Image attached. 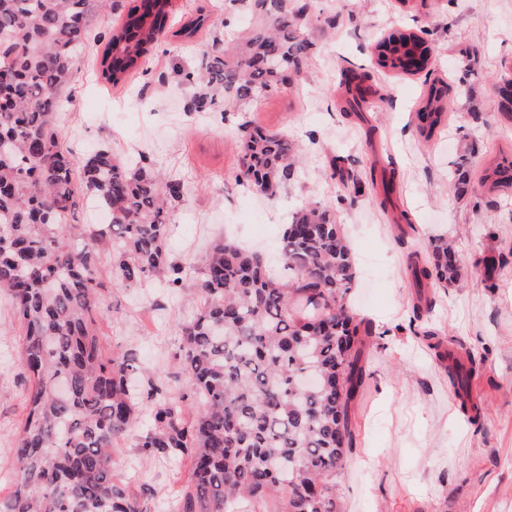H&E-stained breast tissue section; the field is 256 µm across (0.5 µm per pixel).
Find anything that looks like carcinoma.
Here are the masks:
<instances>
[{
    "mask_svg": "<svg viewBox=\"0 0 512 512\" xmlns=\"http://www.w3.org/2000/svg\"><path fill=\"white\" fill-rule=\"evenodd\" d=\"M251 28L231 49L202 52L186 80L189 112L223 101L257 105L285 75L300 72L314 47L301 32L307 4L240 0ZM119 0H0V292L23 331L20 360L28 375L26 412L14 451L13 489L0 512H151V493L131 494L114 480L113 448L149 416L136 447L149 457L187 462L189 477L175 512H337L336 470L352 448L351 402L363 383L369 324L352 316L346 297L356 279L351 248L332 212L319 202L297 210L279 242L283 276L267 273L256 252L215 242L190 289L195 316L181 329L178 394L147 380L135 353L103 348L101 255L121 288L161 282L187 286L168 252L171 217L183 185L147 168L133 170L97 149L73 173L56 125L59 90L78 73L95 18ZM172 0H139L105 33L98 76L118 85L165 31ZM211 22L197 11L174 36L186 44ZM379 65L426 66L433 52L414 33L376 46ZM343 111L362 116L378 96L371 75H344ZM450 87L430 85L418 120L429 138L446 120ZM237 184L274 196L299 157L287 137L239 124ZM480 184L512 189V156L485 164ZM109 214L106 224H74L81 197ZM415 284L457 280L448 241L428 260L411 262ZM448 370L469 393L473 367L453 353Z\"/></svg>",
    "mask_w": 512,
    "mask_h": 512,
    "instance_id": "cac0c4a2",
    "label": "carcinoma"
}]
</instances>
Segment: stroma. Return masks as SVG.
<instances>
[{"label":"stroma","mask_w":512,"mask_h":512,"mask_svg":"<svg viewBox=\"0 0 512 512\" xmlns=\"http://www.w3.org/2000/svg\"><path fill=\"white\" fill-rule=\"evenodd\" d=\"M305 27L313 53L290 87L273 91L253 109L254 122L287 135L302 162L275 197L236 185L238 106L228 112H189L186 72L197 47L174 33L197 6L218 25L200 45L231 46L250 27L238 0H173L168 32L128 79L112 87L98 77L102 43H89L77 78L60 91L57 127L74 168L100 146L127 163L147 158L153 170L185 184L174 211L169 249L188 279H196L207 246L226 238L262 251L278 263V244L292 213L309 201L330 208L351 243L357 277L352 311L373 325L362 356L364 387L351 405L356 441L336 476L341 512H512V194L454 186L461 146L472 147L471 177L499 152L512 154V124L497 110L502 75L512 69V0H307ZM414 32L432 43L426 69L389 72L374 46L381 38ZM356 66L380 83L364 119L340 105V74ZM447 81L452 103L444 128L419 131L418 103L429 86ZM355 175L352 195L333 167ZM394 172V210L380 208L371 168ZM411 222L398 226L393 211ZM436 237L455 241L456 282L418 290L410 253L427 257ZM106 351H132L152 376L179 388L178 337L196 312L183 292L155 283L126 290L112 284L101 263ZM432 299L416 317L421 296ZM443 348L470 353L475 363L471 406L460 402ZM22 338L11 303L0 294V496L11 487L13 448L22 416L24 382L18 362ZM148 422L137 424L115 454L116 478L133 490L150 488L153 512H170L175 485L170 466L136 447Z\"/></svg>","instance_id":"obj_1"}]
</instances>
